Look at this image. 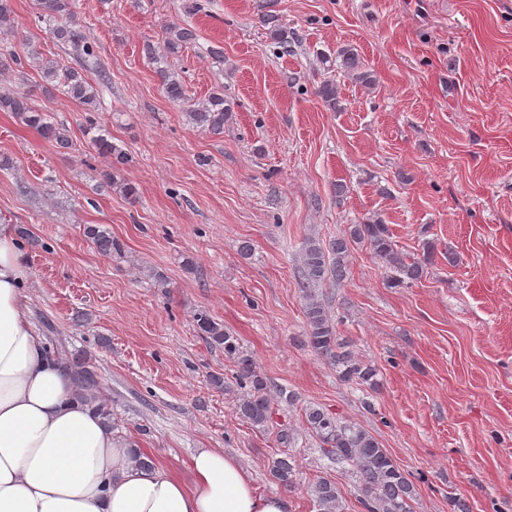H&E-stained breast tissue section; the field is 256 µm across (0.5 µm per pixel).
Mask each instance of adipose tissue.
Instances as JSON below:
<instances>
[{
    "label": "adipose tissue",
    "mask_w": 512,
    "mask_h": 512,
    "mask_svg": "<svg viewBox=\"0 0 512 512\" xmlns=\"http://www.w3.org/2000/svg\"><path fill=\"white\" fill-rule=\"evenodd\" d=\"M28 280L17 229L0 224V512H289L220 449H198L186 479L141 467L32 322Z\"/></svg>",
    "instance_id": "obj_1"
}]
</instances>
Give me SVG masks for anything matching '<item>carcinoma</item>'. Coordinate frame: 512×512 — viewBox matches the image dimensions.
Returning a JSON list of instances; mask_svg holds the SVG:
<instances>
[{"mask_svg":"<svg viewBox=\"0 0 512 512\" xmlns=\"http://www.w3.org/2000/svg\"><path fill=\"white\" fill-rule=\"evenodd\" d=\"M36 18L46 24L56 42L71 46L73 55L78 58V67H64L42 52L32 50L29 57L37 68L42 87L47 91H62L79 101L87 112L98 111L103 107L102 87L100 82L88 76V72L94 71L100 75L102 70L94 47L77 27L76 0H37ZM261 23L268 27L270 38L280 48V54L292 52L294 34L279 16L266 14L261 18ZM14 31L13 0H0L1 47L8 43ZM194 39L192 29L173 21L167 24L161 45L146 42L142 51L147 60L155 65V72L162 81L167 97L185 107L190 126L198 131L219 135L224 132V123L233 111L231 102L224 98V92L214 91L205 99L193 100L188 95L183 78L167 65L168 58L181 53ZM337 57L345 75L369 88L376 84V76L365 67L354 49L343 47L338 50ZM318 95L330 109L338 106V87L334 81L322 80ZM0 111L12 113L25 127L60 148L68 149L72 144L70 129L54 120L48 110L32 106L30 94L26 91L0 83ZM87 132L91 133L90 140L96 152L109 161V170L103 174L104 185L132 193V188L117 179L119 166L128 163L125 150L112 143L105 130L93 121ZM84 235L104 255L110 256L120 250V244L112 238L111 231L99 224L84 225ZM354 244L365 245L375 258L385 264L390 271L389 284L393 287L420 281L428 266L435 261L436 248L434 243L427 241L423 244L422 256L411 257L397 249L387 225L380 221L349 224L326 246L314 240L305 242L303 246L299 288L305 300L306 344L316 355L336 367L340 379L373 389L377 386L376 368L347 349L346 342L337 335L335 319L317 295L322 284L338 285L346 279L350 248ZM194 323L198 333L210 344L224 349V356L234 367V382L226 381L224 374L217 373L211 375V384L222 391L236 387L235 413L253 427L267 428L272 419L273 399L283 398L291 403L294 395L286 396L281 389L272 390L257 372L251 353L209 313H195ZM67 366L83 397L93 404L103 418L112 420L110 403L102 394L99 374L92 360L83 355H72L67 358ZM304 418L306 429L322 455L338 465L353 467L362 493L360 504L364 512H413V485L375 435L343 423L325 409L315 406L305 408ZM268 469L281 487H295L297 472L291 456L269 460ZM309 492L318 512H343L342 494L335 482L320 478L310 485Z\"/></svg>","mask_w":512,"mask_h":512,"instance_id":"cac0c4a2","label":"carcinoma"}]
</instances>
